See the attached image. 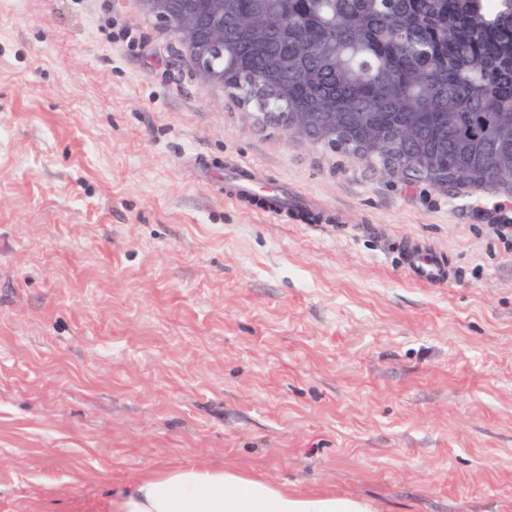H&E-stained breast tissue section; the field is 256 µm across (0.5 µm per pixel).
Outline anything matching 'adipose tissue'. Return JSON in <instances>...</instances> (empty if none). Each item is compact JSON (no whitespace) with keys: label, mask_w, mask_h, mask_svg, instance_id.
<instances>
[{"label":"adipose tissue","mask_w":512,"mask_h":512,"mask_svg":"<svg viewBox=\"0 0 512 512\" xmlns=\"http://www.w3.org/2000/svg\"><path fill=\"white\" fill-rule=\"evenodd\" d=\"M95 512H373L330 494L297 495L264 478L210 466L171 464L112 489Z\"/></svg>","instance_id":"1"}]
</instances>
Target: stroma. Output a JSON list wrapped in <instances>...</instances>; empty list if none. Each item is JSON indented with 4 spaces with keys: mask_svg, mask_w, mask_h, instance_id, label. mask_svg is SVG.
Masks as SVG:
<instances>
[{
    "mask_svg": "<svg viewBox=\"0 0 512 512\" xmlns=\"http://www.w3.org/2000/svg\"><path fill=\"white\" fill-rule=\"evenodd\" d=\"M256 111L139 0H0V512H87L171 463L512 512V189ZM236 166L313 209L227 199ZM402 265L411 280L430 287H444L452 276L444 257L427 246L415 245L405 249Z\"/></svg>",
    "mask_w": 512,
    "mask_h": 512,
    "instance_id": "35a3bbf8",
    "label": "stroma"
}]
</instances>
